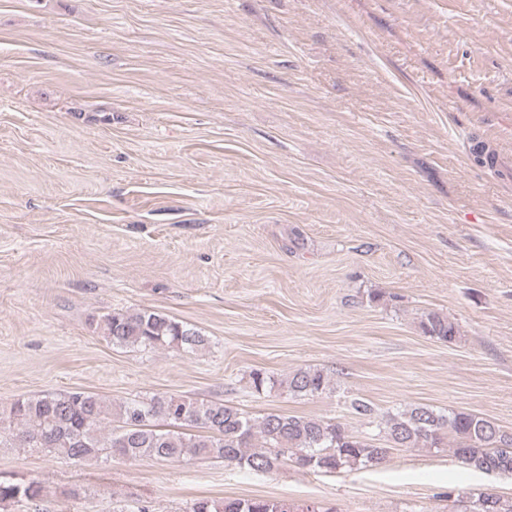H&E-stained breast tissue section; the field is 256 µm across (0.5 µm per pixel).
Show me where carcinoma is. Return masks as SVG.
Segmentation results:
<instances>
[{
    "label": "carcinoma",
    "instance_id": "obj_1",
    "mask_svg": "<svg viewBox=\"0 0 512 512\" xmlns=\"http://www.w3.org/2000/svg\"><path fill=\"white\" fill-rule=\"evenodd\" d=\"M103 336L116 345L156 349L177 347L185 352L208 344L199 331L151 310H114L97 323ZM424 335L452 343L460 330L447 316L421 315ZM258 394L281 385L294 398L318 397L334 390L331 376L321 368L301 367L284 380L256 370L250 374ZM9 422L0 423V446L12 440L71 460L101 456L129 460H180L190 457L222 459L255 473H266L294 462L308 471L341 473L379 464L392 448H442L464 468L486 475L512 473V431L477 414L438 411L414 405L389 413L376 424L377 432L360 436L346 424L301 415L265 413L260 416L217 401H198L175 395L134 397L112 404L83 390L60 391L15 401ZM35 480H0V505L44 496ZM457 512H512V498L487 491L448 488ZM188 512H296L283 501L267 499L198 500Z\"/></svg>",
    "mask_w": 512,
    "mask_h": 512
}]
</instances>
